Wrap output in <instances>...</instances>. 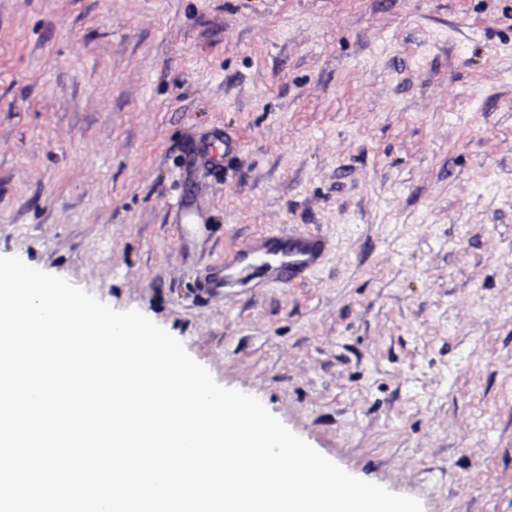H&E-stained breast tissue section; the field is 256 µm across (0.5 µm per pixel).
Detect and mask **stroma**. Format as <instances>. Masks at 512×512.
<instances>
[{"instance_id": "stroma-1", "label": "stroma", "mask_w": 512, "mask_h": 512, "mask_svg": "<svg viewBox=\"0 0 512 512\" xmlns=\"http://www.w3.org/2000/svg\"><path fill=\"white\" fill-rule=\"evenodd\" d=\"M293 225L304 281L205 288ZM0 256L422 512H512V0H0Z\"/></svg>"}]
</instances>
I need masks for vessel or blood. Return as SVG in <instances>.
I'll return each instance as SVG.
<instances>
[{
	"mask_svg": "<svg viewBox=\"0 0 512 512\" xmlns=\"http://www.w3.org/2000/svg\"><path fill=\"white\" fill-rule=\"evenodd\" d=\"M288 249L277 260H270L266 241L257 238L234 254L225 256L224 265L235 270L237 277L250 276L256 270L273 272L274 282L285 284L312 273L320 264L327 249L325 241L317 235L294 229L288 232Z\"/></svg>",
	"mask_w": 512,
	"mask_h": 512,
	"instance_id": "1",
	"label": "vessel or blood"
}]
</instances>
